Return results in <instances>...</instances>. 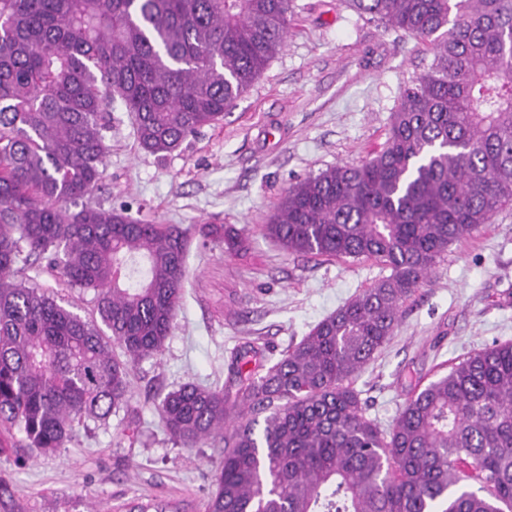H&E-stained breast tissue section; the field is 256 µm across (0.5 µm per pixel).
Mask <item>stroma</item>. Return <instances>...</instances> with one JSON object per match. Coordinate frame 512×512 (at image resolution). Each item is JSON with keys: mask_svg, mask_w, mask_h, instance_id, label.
<instances>
[{"mask_svg": "<svg viewBox=\"0 0 512 512\" xmlns=\"http://www.w3.org/2000/svg\"><path fill=\"white\" fill-rule=\"evenodd\" d=\"M432 60L428 47L360 15L350 0H293L286 49L222 125L163 156L143 150L133 119L113 104L104 178L88 205L122 208L153 224L246 228L249 250L228 256L192 237L183 297L163 354L142 361L130 409L87 424L54 454L0 448V512H112L133 499L205 512L218 448L181 447L153 408L186 383L234 391L228 364L253 346L276 361L318 321L383 274L375 262L290 254L261 230L285 190L321 169L358 164L386 140L401 82ZM512 341V208L451 244L404 306L389 343L355 387L370 417L389 426L418 378L448 372L464 355Z\"/></svg>", "mask_w": 512, "mask_h": 512, "instance_id": "stroma-1", "label": "stroma"}]
</instances>
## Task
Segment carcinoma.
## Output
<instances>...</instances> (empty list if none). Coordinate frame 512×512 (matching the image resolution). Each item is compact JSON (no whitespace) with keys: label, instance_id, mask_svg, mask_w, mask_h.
<instances>
[{"label":"carcinoma","instance_id":"cac0c4a2","mask_svg":"<svg viewBox=\"0 0 512 512\" xmlns=\"http://www.w3.org/2000/svg\"><path fill=\"white\" fill-rule=\"evenodd\" d=\"M352 3L429 42L432 62L401 85L382 148L289 186L263 232L291 254L389 274L272 366L237 353L234 396L187 383L154 406L183 447L224 443L206 512H512V342L418 381L387 428L354 388L448 246L512 206V0ZM291 5L0 0V448L55 453L77 425H108L177 315L190 229L71 210L102 179L108 106L134 115L144 150H176L284 49ZM195 231L246 250L232 226ZM28 270L92 291L96 317L29 285Z\"/></svg>","mask_w":512,"mask_h":512}]
</instances>
